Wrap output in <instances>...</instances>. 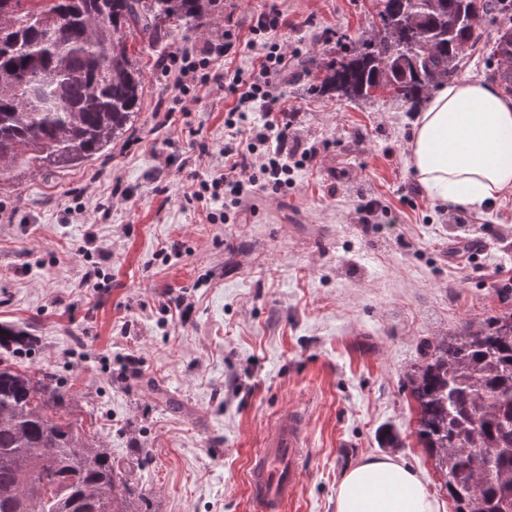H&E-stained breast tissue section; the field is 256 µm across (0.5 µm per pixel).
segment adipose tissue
<instances>
[{"label": "adipose tissue", "mask_w": 512, "mask_h": 512, "mask_svg": "<svg viewBox=\"0 0 512 512\" xmlns=\"http://www.w3.org/2000/svg\"><path fill=\"white\" fill-rule=\"evenodd\" d=\"M407 165L444 204L512 195V97L478 79L441 85L415 117ZM335 512H437V503L416 472L383 455L343 474Z\"/></svg>", "instance_id": "obj_1"}]
</instances>
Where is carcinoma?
<instances>
[{
    "instance_id": "cac0c4a2",
    "label": "carcinoma",
    "mask_w": 512,
    "mask_h": 512,
    "mask_svg": "<svg viewBox=\"0 0 512 512\" xmlns=\"http://www.w3.org/2000/svg\"><path fill=\"white\" fill-rule=\"evenodd\" d=\"M378 24L318 66L308 92L350 100L385 93L414 108L458 77L468 48L512 55L507 0H376ZM224 14V0H0V180L26 164L79 165L133 125L143 94L132 33L149 48L187 39ZM500 16L497 38L479 22ZM31 337L0 324V349ZM406 375L415 433L436 459L455 512H512V311L421 344ZM49 374L0 363V512H148L134 508L143 461L112 458L61 414Z\"/></svg>"
}]
</instances>
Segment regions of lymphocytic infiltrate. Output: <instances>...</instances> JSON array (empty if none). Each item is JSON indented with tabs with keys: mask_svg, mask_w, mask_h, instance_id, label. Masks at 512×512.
Instances as JSON below:
<instances>
[{
	"mask_svg": "<svg viewBox=\"0 0 512 512\" xmlns=\"http://www.w3.org/2000/svg\"><path fill=\"white\" fill-rule=\"evenodd\" d=\"M284 24L278 8L259 13L251 21L250 46L261 49L259 64L251 73L225 72L224 86L234 104L224 115L228 134L220 151L222 165L208 179L198 183L195 200L225 201L238 205L242 195L254 190L287 191L292 183L293 166L280 150L288 139L287 114L281 108L284 95L279 80L286 71L288 54L273 34ZM177 66L176 85L182 95L213 80L209 58L177 53L171 58ZM263 107L261 117H253L252 107Z\"/></svg>",
	"mask_w": 512,
	"mask_h": 512,
	"instance_id": "f902f5d3",
	"label": "lymphocytic infiltrate"
}]
</instances>
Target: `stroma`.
<instances>
[{"label": "stroma", "instance_id": "obj_1", "mask_svg": "<svg viewBox=\"0 0 512 512\" xmlns=\"http://www.w3.org/2000/svg\"><path fill=\"white\" fill-rule=\"evenodd\" d=\"M273 6L288 142L317 154L288 192H253L214 222L190 194L220 161L232 100L208 86L180 112L166 67ZM375 13L371 0H224L208 33L176 30L142 55L140 113L108 153L0 182V323L34 337L18 362L55 375L87 437L147 457L134 482L150 512H254L250 461L288 409L306 418L307 451L287 512H335L344 472L389 453L454 512L404 375L421 341L512 308V196L476 210L409 194L413 108L305 93L304 61L368 36ZM366 197L400 212L398 233L358 224ZM90 235L105 256L85 257Z\"/></svg>", "mask_w": 512, "mask_h": 512}]
</instances>
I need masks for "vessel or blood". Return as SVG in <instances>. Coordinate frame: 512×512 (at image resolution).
Segmentation results:
<instances>
[{"label":"vessel or blood","instance_id":"obj_1","mask_svg":"<svg viewBox=\"0 0 512 512\" xmlns=\"http://www.w3.org/2000/svg\"><path fill=\"white\" fill-rule=\"evenodd\" d=\"M304 441V421L296 411L288 412L267 434L249 469L257 512H285L293 502Z\"/></svg>","mask_w":512,"mask_h":512}]
</instances>
